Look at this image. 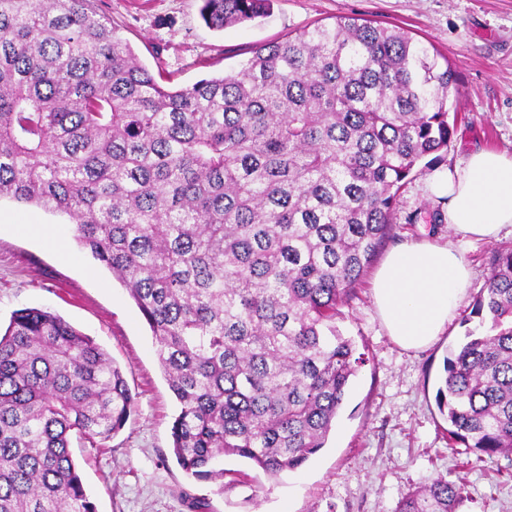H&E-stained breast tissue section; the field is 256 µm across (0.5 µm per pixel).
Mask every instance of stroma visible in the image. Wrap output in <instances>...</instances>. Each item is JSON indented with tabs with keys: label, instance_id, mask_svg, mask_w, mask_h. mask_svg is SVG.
<instances>
[{
	"label": "stroma",
	"instance_id": "stroma-1",
	"mask_svg": "<svg viewBox=\"0 0 512 512\" xmlns=\"http://www.w3.org/2000/svg\"><path fill=\"white\" fill-rule=\"evenodd\" d=\"M200 0H94L141 62L169 74L177 86L220 75L246 62L256 45L317 23L361 18L398 27L433 46L458 75L452 98L456 133L443 161L419 165L397 203L385 250L412 241L449 242L473 269L467 296L447 331L422 350L388 336L373 303L371 281L342 309L337 326L367 361L354 379L324 447L301 468L273 479L251 461L227 456L224 477H188L172 453L179 406L165 380L155 340L125 288L81 251L65 217L44 208L1 201L0 327L25 307L45 308L90 336L122 368L135 398L126 425L99 447L73 441L97 512H396L412 489L442 479L460 487L459 512H512V457H466L448 445V422L436 393L449 349L467 331L483 333L469 312L497 251L512 248V232L492 242L460 239L431 222L441 203L426 184L476 149L512 153V0H274L253 22L208 29ZM63 228L67 253L46 243L34 225Z\"/></svg>",
	"mask_w": 512,
	"mask_h": 512
}]
</instances>
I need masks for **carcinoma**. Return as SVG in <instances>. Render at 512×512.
<instances>
[{"mask_svg":"<svg viewBox=\"0 0 512 512\" xmlns=\"http://www.w3.org/2000/svg\"><path fill=\"white\" fill-rule=\"evenodd\" d=\"M206 26L272 0H202ZM90 0H0V199L63 213L126 288L180 406L178 465L221 458L270 477L324 447L365 365L336 318L389 237L414 167L442 161L457 74L397 27L341 17L256 46L242 66L172 88ZM444 359L448 441L512 454V249L500 251ZM122 368L61 316L0 333V512H96L70 451L127 423ZM456 485L396 512H458Z\"/></svg>","mask_w":512,"mask_h":512,"instance_id":"cac0c4a2","label":"carcinoma"}]
</instances>
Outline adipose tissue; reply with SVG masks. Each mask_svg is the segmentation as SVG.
<instances>
[{"label":"adipose tissue","instance_id":"1","mask_svg":"<svg viewBox=\"0 0 512 512\" xmlns=\"http://www.w3.org/2000/svg\"><path fill=\"white\" fill-rule=\"evenodd\" d=\"M443 198L442 219L462 237L491 241L512 227V154L482 149L427 184ZM472 271L447 243L412 242L393 250L377 269L373 299L391 338L416 350L445 332L466 297Z\"/></svg>","mask_w":512,"mask_h":512}]
</instances>
